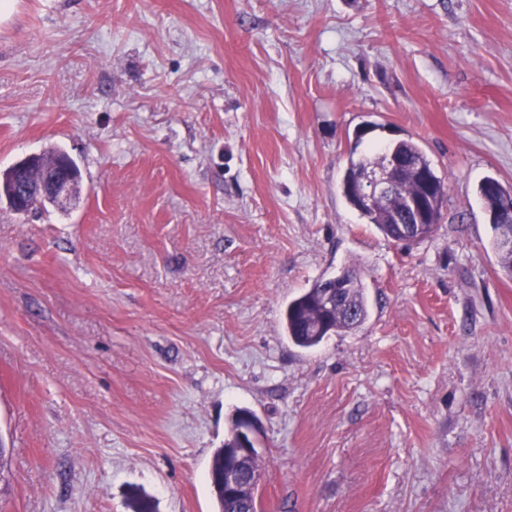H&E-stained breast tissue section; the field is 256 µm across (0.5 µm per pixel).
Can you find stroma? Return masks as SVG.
I'll use <instances>...</instances> for the list:
<instances>
[{"mask_svg": "<svg viewBox=\"0 0 512 512\" xmlns=\"http://www.w3.org/2000/svg\"><path fill=\"white\" fill-rule=\"evenodd\" d=\"M0 171L60 151L75 198L0 203V512H217L235 409L259 512H512V275L477 196L512 188V0H12ZM417 141L437 231L394 243L340 184ZM361 276L317 348L281 313ZM331 289L338 301L329 306L325 297ZM368 316L369 304L361 278L347 269L315 281L311 288L290 300L283 313V326L295 346L312 349L333 334L356 331Z\"/></svg>", "mask_w": 512, "mask_h": 512, "instance_id": "35a3bbf8", "label": "stroma"}]
</instances>
